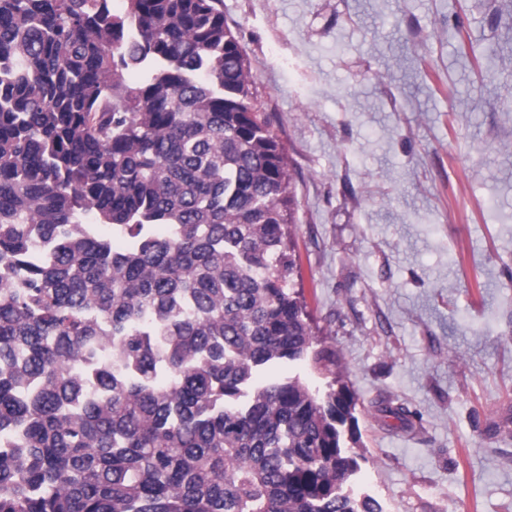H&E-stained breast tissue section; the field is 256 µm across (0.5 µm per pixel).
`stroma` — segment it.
Segmentation results:
<instances>
[{
  "instance_id": "stroma-1",
  "label": "stroma",
  "mask_w": 512,
  "mask_h": 512,
  "mask_svg": "<svg viewBox=\"0 0 512 512\" xmlns=\"http://www.w3.org/2000/svg\"><path fill=\"white\" fill-rule=\"evenodd\" d=\"M384 512H512V0H223ZM410 414L401 424L391 411Z\"/></svg>"
}]
</instances>
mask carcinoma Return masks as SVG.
<instances>
[{
  "label": "carcinoma",
  "instance_id": "1",
  "mask_svg": "<svg viewBox=\"0 0 512 512\" xmlns=\"http://www.w3.org/2000/svg\"><path fill=\"white\" fill-rule=\"evenodd\" d=\"M126 2L0 0V512H383L354 392L257 382L336 360L222 0Z\"/></svg>",
  "mask_w": 512,
  "mask_h": 512
}]
</instances>
